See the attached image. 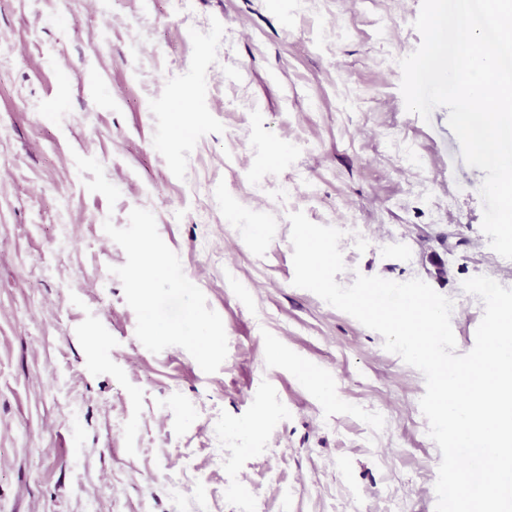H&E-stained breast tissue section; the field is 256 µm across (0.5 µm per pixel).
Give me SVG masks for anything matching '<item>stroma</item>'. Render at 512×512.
I'll return each mask as SVG.
<instances>
[{
  "label": "stroma",
  "instance_id": "35a3bbf8",
  "mask_svg": "<svg viewBox=\"0 0 512 512\" xmlns=\"http://www.w3.org/2000/svg\"><path fill=\"white\" fill-rule=\"evenodd\" d=\"M421 3L0 0V512H192L201 489L207 512H435L422 373L293 286L288 220L343 230L342 285L451 299L461 354L484 311L462 282L512 288L447 108H405ZM136 207L222 318L215 373L136 336L103 230Z\"/></svg>",
  "mask_w": 512,
  "mask_h": 512
}]
</instances>
